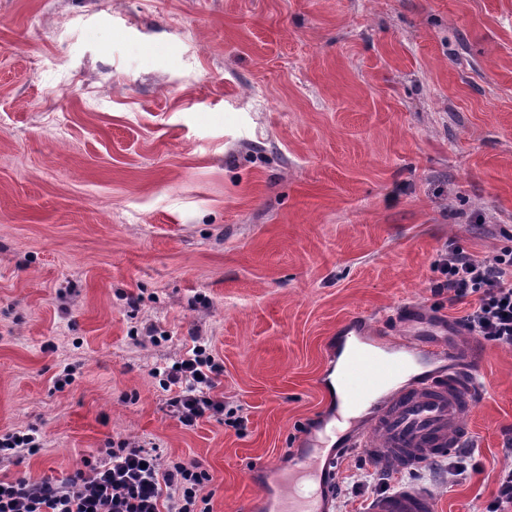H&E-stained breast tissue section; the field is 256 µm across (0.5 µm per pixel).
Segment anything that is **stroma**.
I'll return each mask as SVG.
<instances>
[{"instance_id":"stroma-1","label":"stroma","mask_w":512,"mask_h":512,"mask_svg":"<svg viewBox=\"0 0 512 512\" xmlns=\"http://www.w3.org/2000/svg\"><path fill=\"white\" fill-rule=\"evenodd\" d=\"M511 235L512 0H0V435L41 444L0 477L131 439L238 512L320 435L337 326L456 321L442 255ZM199 344L224 416L187 427L167 374ZM478 349L472 469L401 474L440 512L512 466V348ZM380 474L347 455L336 512Z\"/></svg>"}]
</instances>
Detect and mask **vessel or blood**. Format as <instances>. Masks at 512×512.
Returning a JSON list of instances; mask_svg holds the SVG:
<instances>
[{"label":"vessel or blood","mask_w":512,"mask_h":512,"mask_svg":"<svg viewBox=\"0 0 512 512\" xmlns=\"http://www.w3.org/2000/svg\"><path fill=\"white\" fill-rule=\"evenodd\" d=\"M393 319L406 334L377 350L367 345L376 330L364 317L347 319L337 333L358 339L340 376L352 413L346 445L400 472L463 445L470 436L466 419L484 386L474 345L442 341L447 320L412 302L399 307ZM336 480L333 455L319 438H308L292 473L280 478L276 493L265 495L261 512H331ZM365 512H438V504L427 490L400 486L372 498Z\"/></svg>","instance_id":"1"}]
</instances>
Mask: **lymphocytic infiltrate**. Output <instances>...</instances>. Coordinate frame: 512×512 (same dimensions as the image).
<instances>
[{"mask_svg": "<svg viewBox=\"0 0 512 512\" xmlns=\"http://www.w3.org/2000/svg\"><path fill=\"white\" fill-rule=\"evenodd\" d=\"M441 262L449 298L472 301L456 321L460 330L512 348V247L485 259L452 246ZM222 372V364L202 345L172 368L170 381L182 389L168 405L181 424L223 414V400L212 395ZM210 480L196 464L165 463L152 449L123 440L83 459L60 480H0V512H210L203 493Z\"/></svg>", "mask_w": 512, "mask_h": 512, "instance_id": "lymphocytic-infiltrate-1", "label": "lymphocytic infiltrate"}]
</instances>
